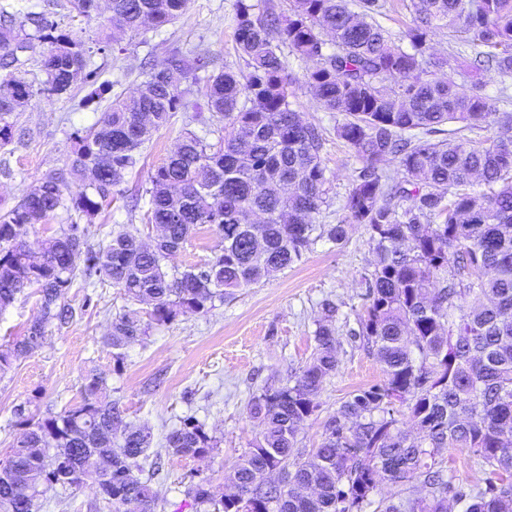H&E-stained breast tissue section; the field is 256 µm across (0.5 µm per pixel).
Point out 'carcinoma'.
Here are the masks:
<instances>
[{
    "mask_svg": "<svg viewBox=\"0 0 512 512\" xmlns=\"http://www.w3.org/2000/svg\"><path fill=\"white\" fill-rule=\"evenodd\" d=\"M190 0H69L78 14L96 15L102 40L117 42L177 21ZM380 0H236L234 40L245 68L225 69L203 86L207 109L224 123L210 143L185 132L149 175L148 223L164 226L147 245L123 228L93 248L63 227L32 252L30 228L72 209L96 215L140 152L179 106L181 85L205 67L178 49L152 64L145 91L117 96L98 121L73 133L69 161L47 175L13 208L0 210V312L35 287L41 315L22 338L0 349V376L38 347L36 332L73 317L62 299L77 278L99 274L150 319L203 313L236 288L299 262L317 241L340 244L352 224L364 226L373 253L364 278L358 335L376 355L385 379L350 394L324 425L321 442L301 447L300 425L336 374L337 306L326 301L316 321L315 351L293 383L268 386L248 402L259 438L238 459L236 493L215 500L202 483L188 494L213 512H265L256 495L283 496L275 512H362L387 483L418 496L380 501L378 512H512V114L474 83L465 89L432 77L424 55L447 29L474 62L512 79V0H410L405 49L376 20ZM50 43L37 61L46 79L37 87L22 69L29 37ZM0 147L12 142L11 117L43 91L62 94L93 82L90 48L42 14L0 8ZM308 64L304 84L327 112L342 115L336 136L362 160L335 224L315 216L328 205L329 178L321 157L324 131L295 110L287 55ZM451 124L457 128L445 130ZM443 139L436 140L434 136ZM395 163L391 170L385 167ZM480 189H475V186ZM215 228L219 253L204 268L179 270L170 258L202 225ZM146 335L140 312L112 320L106 345L115 361ZM405 404L420 437L401 430L396 404ZM150 428L123 422L106 380L84 377L82 401L27 424L0 463V512H37L57 484L92 479L112 489L115 512H155L157 496L136 472L150 456ZM216 440L187 418L165 437V451L203 459ZM442 448L466 449L481 461L482 483L457 487L437 458ZM103 464L88 476L83 461Z\"/></svg>",
    "mask_w": 512,
    "mask_h": 512,
    "instance_id": "1",
    "label": "carcinoma"
}]
</instances>
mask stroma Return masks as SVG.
Here are the masks:
<instances>
[{
  "mask_svg": "<svg viewBox=\"0 0 512 512\" xmlns=\"http://www.w3.org/2000/svg\"><path fill=\"white\" fill-rule=\"evenodd\" d=\"M236 0H190L187 11L174 23L146 37L123 39L121 44L99 46L98 21L71 12L67 0H31L34 11L44 13L59 28L82 35L95 47L93 65L113 93L130 95L145 78V64L177 48L194 56L210 57L211 68L242 69L244 61L234 41ZM307 65L289 58L288 70L298 78L295 108L302 118L324 130L322 159L331 179V205L318 223L334 224L343 216L341 206L361 160L337 138L339 114L324 111L300 80ZM88 87L78 84L64 95L43 93L13 117L24 139L0 149V167L13 170L0 176V209L15 206L31 188L68 161L75 131L91 127L108 106L109 97L88 100ZM201 132L187 108L173 112L144 149V165L125 174L93 218H81L89 244L109 240L112 230L125 226L151 236L147 222L148 175L173 149L184 130ZM368 236L352 225L342 244L319 241L301 262L216 302L205 313L178 315L165 324H150L142 339L129 344L122 362H115L104 343L110 324L133 303L109 280L93 284L75 281L64 298L75 310L68 325L49 326L42 344L0 378V461L6 460L23 432L22 421L37 422L48 413H60L81 400L84 375L97 369L110 387V395L126 422L151 428L155 445L166 434L193 417L219 442L206 459L163 455L162 470H142L159 494L156 512H196L187 494L191 475L207 479L215 496L231 493L233 467L258 437L260 427L247 413L251 395L265 386H280L302 369L315 350L314 330L323 301L338 307L339 368L318 398V409L301 431L302 445H318L324 424L353 391L380 382L383 369L375 355L352 331L363 304L361 281L372 259ZM219 244L207 226L196 230L171 260L179 269L205 267ZM40 315L37 289L27 288L0 312V347L23 336L26 326ZM41 512H112L94 482L48 491Z\"/></svg>",
  "mask_w": 512,
  "mask_h": 512,
  "instance_id": "35a3bbf8",
  "label": "stroma"
}]
</instances>
